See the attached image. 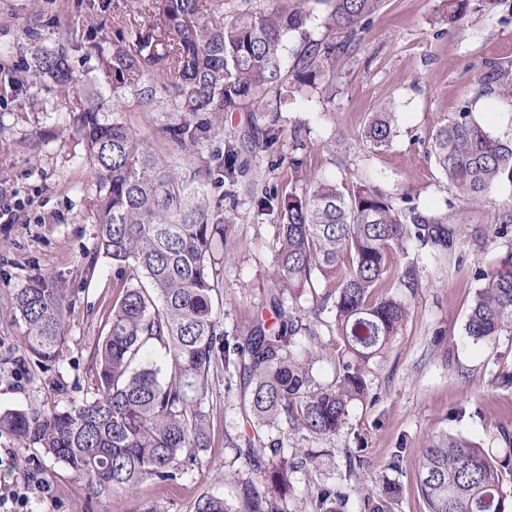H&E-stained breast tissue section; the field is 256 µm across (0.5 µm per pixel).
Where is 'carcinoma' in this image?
I'll return each mask as SVG.
<instances>
[{"instance_id":"cac0c4a2","label":"carcinoma","mask_w":512,"mask_h":512,"mask_svg":"<svg viewBox=\"0 0 512 512\" xmlns=\"http://www.w3.org/2000/svg\"><path fill=\"white\" fill-rule=\"evenodd\" d=\"M215 2L206 18L198 0H153L148 22L133 28L129 41L112 43L110 52L94 46L106 84L75 75L66 50L71 35L63 34L55 51L32 46L26 83L51 80L78 113L75 132L94 178L98 248L112 259L123 295L93 350L91 396L64 408L1 411L0 434L40 449L94 494L131 493L145 483L166 487L201 464L200 452L210 445L214 385L237 378L251 433L224 435V447L236 449L256 477L239 481L237 505L205 493L193 512H287L294 474L317 456L288 459L284 439L303 431L315 439L334 436L350 406L368 400L369 376L385 360L422 287L418 259L402 263L398 255L413 247L463 267L468 218L461 203L478 207L496 188L512 185V140L491 136L469 101L433 131L430 158L454 193L444 210L420 206L407 190L319 176L299 158L289 166L286 190L246 181L243 140L224 132L217 114L270 110L262 148L280 144L278 112L288 105L285 54L294 57L303 78H314L343 49L314 37L317 14L329 33L352 35L381 0H277L264 12L230 19L224 0ZM472 2L446 0V22L465 17ZM478 84L512 100V64L491 67ZM157 85L169 92L165 111L174 116L158 129L159 138L188 156L187 173L171 168L122 118L104 112L107 100L128 91L139 96L144 111H155ZM272 94L277 106L271 110ZM396 122V113L376 112L362 138L385 151ZM241 195L277 229L276 289L243 336L228 334L220 319L224 269L216 257ZM486 234L508 245L493 267L474 271L484 286L475 292L465 331L476 342L512 334V210L499 214ZM320 281L327 289L321 301L299 305L296 294ZM13 304L24 325V350L46 370L64 361L65 283L37 272ZM326 310L340 344L333 349L332 381L318 383L312 368L320 353L304 339L318 335ZM406 451L402 444L395 449L388 464L395 476L362 497L360 512H394ZM511 484L509 450L495 455L446 432L421 450L416 488L425 512H512ZM348 501L344 488L327 486L313 512H345Z\"/></svg>"}]
</instances>
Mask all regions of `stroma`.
Wrapping results in <instances>:
<instances>
[{
	"label": "stroma",
	"instance_id": "1",
	"mask_svg": "<svg viewBox=\"0 0 512 512\" xmlns=\"http://www.w3.org/2000/svg\"><path fill=\"white\" fill-rule=\"evenodd\" d=\"M443 0H384L363 31L347 42L333 68L317 77V90L288 83L286 129H305L308 162L318 174L348 181L369 180L391 189L406 188L425 207H444L450 191L428 156L432 132L452 120L460 103L475 98L476 119L501 139L512 138V103L497 95L476 97V80L496 63L512 61V0L494 14L471 12L450 25ZM148 0H0V208L12 211L0 222V410L35 411L67 406L85 397L94 366L92 354L119 298L110 258L97 247L92 219L95 193L84 144L73 134L74 115L51 81L37 88L17 87L33 65L31 44L54 48L60 30L76 40L70 64L76 73L97 65L81 43L93 35L105 43L129 37L145 24ZM397 114L396 136L385 151H374L361 134L374 112ZM291 149L244 151L247 177L287 188ZM512 207V187L491 195L478 208L463 250L471 267L489 268L506 250L505 241L485 243L481 234L500 211ZM276 228L240 201L224 247V328L248 329L252 315L273 286L272 249ZM423 285L385 362L372 376V401L350 407L340 432L315 440L288 438L289 451L321 450L319 468L296 474L289 512H311L317 490L345 481L347 512H359L361 495L385 474L396 444L409 451L400 477L397 512H423L416 491L418 450L432 435H460L499 453L501 434L512 432V387L498 377L512 371V334L476 342L465 323L480 281L453 263L422 256ZM38 271L62 278L72 304L65 321L66 360L51 370L37 367L21 347L23 324L12 305L15 293ZM239 384L217 386L210 400V446L202 463L180 484H144L134 496L90 497L86 482L62 465L37 462V451L13 436H0L10 449L12 467H0V485L33 477L51 488L56 512H190L199 493L237 501L241 462L224 437L247 433ZM360 449L362 468L350 469Z\"/></svg>",
	"mask_w": 512,
	"mask_h": 512
}]
</instances>
